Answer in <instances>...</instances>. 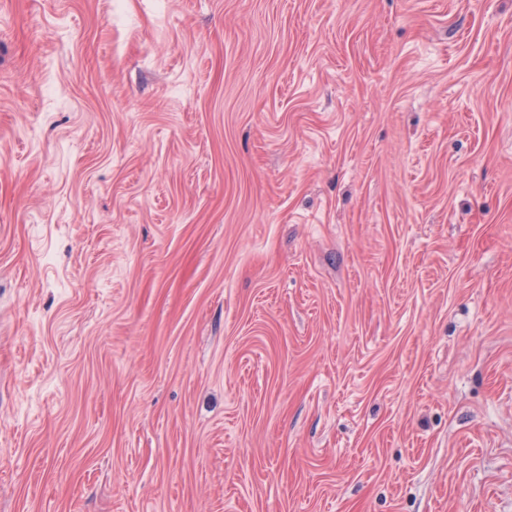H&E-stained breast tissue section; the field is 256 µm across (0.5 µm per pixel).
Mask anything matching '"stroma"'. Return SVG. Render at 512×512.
Here are the masks:
<instances>
[{"instance_id":"stroma-1","label":"stroma","mask_w":512,"mask_h":512,"mask_svg":"<svg viewBox=\"0 0 512 512\" xmlns=\"http://www.w3.org/2000/svg\"><path fill=\"white\" fill-rule=\"evenodd\" d=\"M0 512H512V0H0Z\"/></svg>"}]
</instances>
